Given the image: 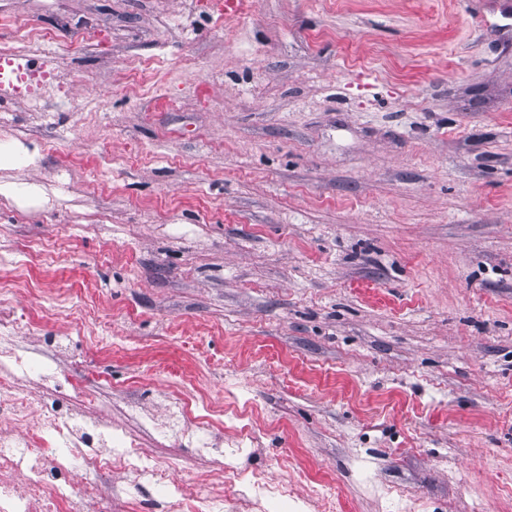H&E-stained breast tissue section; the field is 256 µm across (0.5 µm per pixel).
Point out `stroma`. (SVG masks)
Masks as SVG:
<instances>
[{
    "label": "stroma",
    "instance_id": "obj_1",
    "mask_svg": "<svg viewBox=\"0 0 512 512\" xmlns=\"http://www.w3.org/2000/svg\"><path fill=\"white\" fill-rule=\"evenodd\" d=\"M0 304L84 408L178 398L266 512H512V0H0ZM242 489H238L232 497L226 499L228 505L238 511L265 512V503L269 498L291 496L292 490L287 482L269 484L261 479L250 480L247 485L242 483L240 474L237 476Z\"/></svg>",
    "mask_w": 512,
    "mask_h": 512
}]
</instances>
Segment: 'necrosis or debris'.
<instances>
[{"label": "necrosis or debris", "instance_id": "obj_1", "mask_svg": "<svg viewBox=\"0 0 512 512\" xmlns=\"http://www.w3.org/2000/svg\"><path fill=\"white\" fill-rule=\"evenodd\" d=\"M68 380L49 363L26 357L12 346L0 347V422L13 433L0 436V512H107L98 498V481L113 467L127 473V483L113 487L114 496L134 502L151 488L167 501L168 512H265L269 498L291 495L288 482L249 481L225 497L220 474H212L217 490L199 496L188 482L177 480V465L167 458L138 455L126 436L110 423L88 417ZM53 388L56 402L44 397ZM163 439L188 438L199 454L209 452L206 422H189L180 404L164 420L151 421ZM111 446L108 454L87 451L90 443Z\"/></svg>", "mask_w": 512, "mask_h": 512}]
</instances>
